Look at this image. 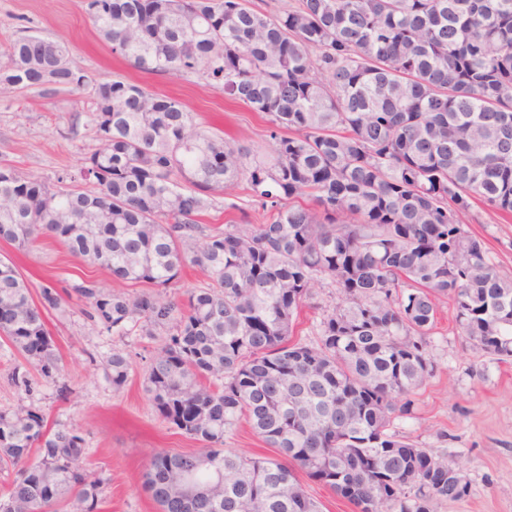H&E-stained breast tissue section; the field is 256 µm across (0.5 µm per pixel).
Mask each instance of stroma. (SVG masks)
Instances as JSON below:
<instances>
[{"instance_id":"35a3bbf8","label":"stroma","mask_w":512,"mask_h":512,"mask_svg":"<svg viewBox=\"0 0 512 512\" xmlns=\"http://www.w3.org/2000/svg\"><path fill=\"white\" fill-rule=\"evenodd\" d=\"M24 31L67 41L72 65L89 74L123 77L149 92L181 98L205 131L242 134L263 153L272 147L261 115L227 101L221 87L194 76L142 72L113 55L85 13L83 0H0V49ZM98 146L91 90L62 89L46 97L31 88L0 97V162L20 174L33 173L56 184L59 175L76 170ZM229 195L238 210H224V197L216 196L214 208L203 217L205 224L221 226L243 216L255 224L270 219L271 210L255 205L243 184L231 186ZM464 228L484 243L501 275L512 279V220L477 202ZM1 256L14 261L32 298H39L45 287L62 291L64 297L62 311L46 315L61 358L52 376L41 374L0 338V410L27 406L45 414L50 425L81 428L85 450L78 466L103 480L100 512H158L143 487L150 454H181L198 447L157 416L144 391L150 358L165 332L119 335L87 319L84 299L64 289L83 279L103 282L107 275L70 255L49 235H40L24 251L0 242ZM338 296L329 284L315 285L296 321L295 339L313 341L320 318ZM115 350L130 360L129 378L119 388L106 375V359ZM427 353L434 372L414 395L411 414L394 419L392 432L447 458L467 483L461 501L440 502L436 512H512V358L487 352L462 336L453 302L446 298L439 303ZM17 369L28 372L32 392L12 384Z\"/></svg>"}]
</instances>
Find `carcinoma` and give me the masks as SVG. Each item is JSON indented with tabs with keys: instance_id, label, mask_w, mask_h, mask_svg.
Listing matches in <instances>:
<instances>
[{
	"instance_id": "1",
	"label": "carcinoma",
	"mask_w": 512,
	"mask_h": 512,
	"mask_svg": "<svg viewBox=\"0 0 512 512\" xmlns=\"http://www.w3.org/2000/svg\"><path fill=\"white\" fill-rule=\"evenodd\" d=\"M99 35L142 71L196 74L262 115L271 153L201 130L178 98L69 64L41 35L0 53V93L91 88L100 147L53 189L0 164V241L25 250L45 229L110 280L151 292L72 285L107 330H168L145 392L202 448L156 452L144 485L160 512H320L294 472L359 512H435L467 484L447 458L389 432L434 366L438 302L483 349L512 356V280L461 217L478 200L512 216V0H84ZM245 181L275 209L265 224L199 222ZM188 264L207 286L180 307L162 289ZM339 290L316 328L292 339L313 286ZM0 258V337L45 376L59 356L45 312ZM112 386L130 361L108 360ZM213 378L221 385L213 387ZM277 457L224 447L240 418ZM77 426L29 407L0 413V468L20 466L0 512H96L101 479L75 466ZM224 481V497L208 485Z\"/></svg>"
}]
</instances>
